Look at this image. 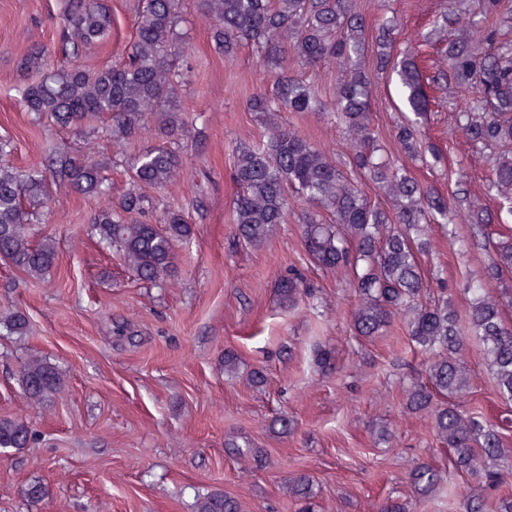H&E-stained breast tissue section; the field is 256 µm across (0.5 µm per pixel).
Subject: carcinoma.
<instances>
[{"label":"carcinoma","instance_id":"cac0c4a2","mask_svg":"<svg viewBox=\"0 0 512 512\" xmlns=\"http://www.w3.org/2000/svg\"><path fill=\"white\" fill-rule=\"evenodd\" d=\"M452 0L435 15L417 44L397 49L399 22L387 16L369 28L357 0H198L196 19L207 27L215 49L233 57L245 42L258 63L273 77L271 88L253 95L247 109L264 128L254 142L232 147L234 178L239 192L232 209L239 242L260 249L288 221L289 198L308 205L300 216L307 259L326 272L343 271L355 296L349 317L354 336L366 341L393 333L429 355L424 377L403 390L401 413L419 418L438 445L448 450V469L428 463L405 476L409 499H387L374 512H429L443 499L460 501V512H512V498L487 491L512 477V448L504 444L499 425L468 407L470 376L466 357L479 347L491 375L493 392L512 402V323L503 307L512 306L490 293L489 283L512 271V242L495 246L482 282H465L471 295L458 311L453 294L433 289L442 270L426 260L439 245L427 234L432 224H448L456 205L432 181L421 180L411 164L435 167L440 148L424 132L437 94L465 90L468 110L454 120L476 150L512 144V39L492 22L512 25V0ZM181 0H135L133 36L120 60L96 69L75 64L89 46L112 30L109 0H65L59 21L57 52L30 43L18 71L21 108L40 124L80 132L95 120L116 145L135 153L128 164V188L112 197L107 165L60 147L45 155L41 168L20 171L9 163L14 145L0 138V260L28 277L44 281L57 266L56 239H34L33 224L48 203V182L66 183L98 200L91 218L98 243L112 249L136 281L170 286L178 274L177 247L191 239L194 226L175 207L157 213L147 189L174 194L182 167L185 140L191 132L177 105L190 70L178 59L187 53L179 32ZM322 62L336 64V85L329 98L304 79L302 70ZM395 76L409 116L388 133L396 153L388 152L375 128L373 87L383 74ZM283 112H325L350 141L348 164L387 200L371 201L358 178L344 173L336 157L281 121ZM488 192L510 203L512 155L502 152L492 164ZM493 215L479 203L468 208L466 223L485 237ZM279 304L288 310L314 299V288L297 268L276 288ZM7 331L23 335L28 319L22 312L4 322ZM321 372L336 369L334 352L313 350ZM19 383L24 394L40 402L59 391L62 376L49 359L28 358ZM268 430L277 436L295 431L286 415L274 417ZM374 442L392 447L395 433L385 423L371 425ZM35 434L27 422L0 417V449L25 448ZM227 452L261 466L252 442L236 434L224 438ZM288 496L309 503L316 496L313 476L299 471L288 479ZM194 512H242L239 500L222 491L199 495Z\"/></svg>","mask_w":512,"mask_h":512}]
</instances>
